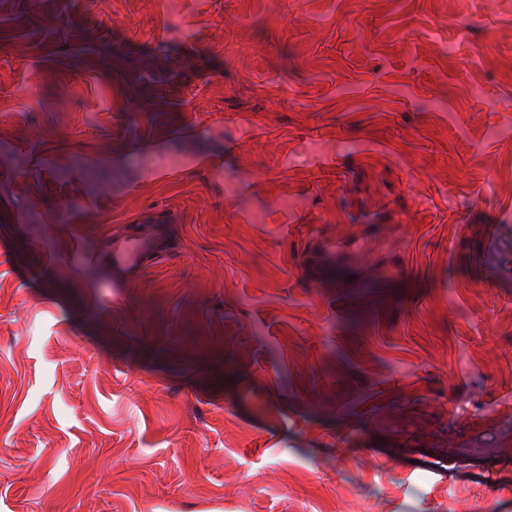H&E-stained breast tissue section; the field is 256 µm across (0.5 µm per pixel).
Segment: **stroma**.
I'll use <instances>...</instances> for the list:
<instances>
[{"instance_id": "stroma-1", "label": "stroma", "mask_w": 512, "mask_h": 512, "mask_svg": "<svg viewBox=\"0 0 512 512\" xmlns=\"http://www.w3.org/2000/svg\"><path fill=\"white\" fill-rule=\"evenodd\" d=\"M0 512H512V0H0ZM145 252L142 240L134 233L113 239L106 249L113 269L123 273H136L145 267L150 261Z\"/></svg>"}]
</instances>
